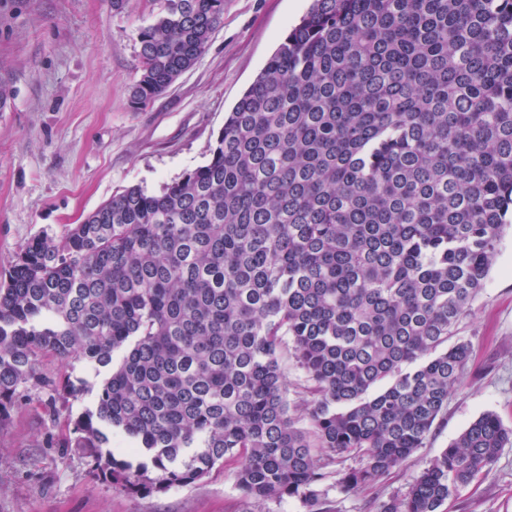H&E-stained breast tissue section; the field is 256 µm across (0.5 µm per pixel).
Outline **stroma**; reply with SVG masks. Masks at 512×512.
<instances>
[{"label": "stroma", "mask_w": 512, "mask_h": 512, "mask_svg": "<svg viewBox=\"0 0 512 512\" xmlns=\"http://www.w3.org/2000/svg\"><path fill=\"white\" fill-rule=\"evenodd\" d=\"M311 0H227L224 22L195 66L147 106L136 105L138 31L164 0H0V278L20 245L79 223L125 187L151 193L204 164L224 119ZM470 343L442 421L400 467L347 495L336 512H376L471 422L496 413L512 428V230L485 288L453 328ZM44 395L0 415V512H254L234 464L147 497L93 476ZM441 512H512V446L488 476L459 488Z\"/></svg>", "instance_id": "stroma-1"}]
</instances>
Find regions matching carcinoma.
<instances>
[{
  "label": "carcinoma",
  "instance_id": "obj_1",
  "mask_svg": "<svg viewBox=\"0 0 512 512\" xmlns=\"http://www.w3.org/2000/svg\"><path fill=\"white\" fill-rule=\"evenodd\" d=\"M224 4L164 0L138 31L137 104L196 64ZM508 227L512 0H312L205 164L20 246L0 282V414L32 388L70 409L82 388L47 358L110 366L59 445L113 487L161 493L230 461L255 503L335 512L319 489L335 453L362 458L337 479L355 493L442 417L470 357L448 338ZM508 445L480 415L378 512H439ZM282 367L288 376V402L291 406V412L295 417L302 415L301 411H295L294 405L298 404L304 398L305 377L303 372L296 366L288 354L282 358Z\"/></svg>",
  "mask_w": 512,
  "mask_h": 512
}]
</instances>
